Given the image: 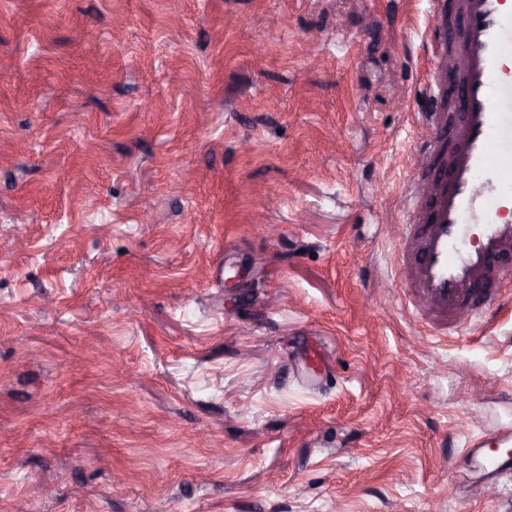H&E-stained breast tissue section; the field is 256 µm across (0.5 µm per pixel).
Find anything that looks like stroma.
I'll use <instances>...</instances> for the list:
<instances>
[{"label": "stroma", "mask_w": 512, "mask_h": 512, "mask_svg": "<svg viewBox=\"0 0 512 512\" xmlns=\"http://www.w3.org/2000/svg\"><path fill=\"white\" fill-rule=\"evenodd\" d=\"M429 9L0 0V512H512V310L376 283ZM489 445L482 437L474 439L465 448L462 454L458 455L456 465L458 472L464 480L470 479L473 468L482 465L487 461L489 466L485 468V483L495 485L502 479H512V453L505 450L497 454H490L487 451Z\"/></svg>", "instance_id": "stroma-1"}]
</instances>
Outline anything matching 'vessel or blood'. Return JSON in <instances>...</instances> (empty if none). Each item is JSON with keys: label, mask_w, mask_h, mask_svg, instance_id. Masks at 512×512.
Here are the masks:
<instances>
[{"label": "vessel or blood", "mask_w": 512, "mask_h": 512, "mask_svg": "<svg viewBox=\"0 0 512 512\" xmlns=\"http://www.w3.org/2000/svg\"><path fill=\"white\" fill-rule=\"evenodd\" d=\"M430 4L429 110L401 194L393 279L417 322L444 336L512 300V217L504 213L512 203V9L506 0ZM452 77L463 101L448 94ZM493 438L498 453L480 437L458 455L462 478L481 465L486 484L512 479V432Z\"/></svg>", "instance_id": "1"}]
</instances>
